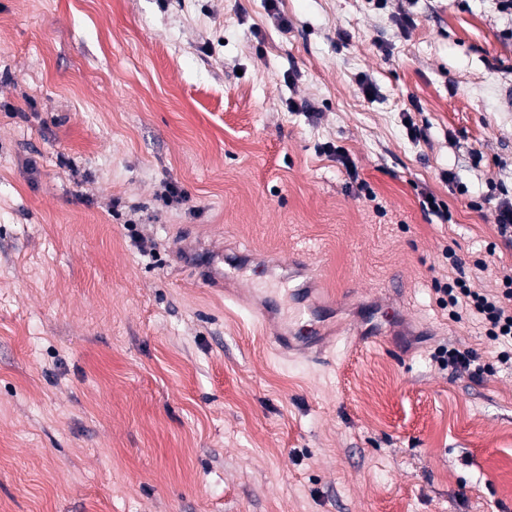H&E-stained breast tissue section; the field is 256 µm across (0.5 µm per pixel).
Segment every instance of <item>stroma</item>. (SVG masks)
<instances>
[{"mask_svg": "<svg viewBox=\"0 0 512 512\" xmlns=\"http://www.w3.org/2000/svg\"><path fill=\"white\" fill-rule=\"evenodd\" d=\"M277 9L0 0V512H512V361L434 290L450 249L472 291L512 278L508 22ZM201 240L302 257L335 343L278 352L183 261ZM239 276L295 317L298 281ZM434 360L441 366H453L456 369L469 371L471 365L477 361V353L473 350H463L457 348L442 347L433 356Z\"/></svg>", "mask_w": 512, "mask_h": 512, "instance_id": "obj_1", "label": "stroma"}]
</instances>
